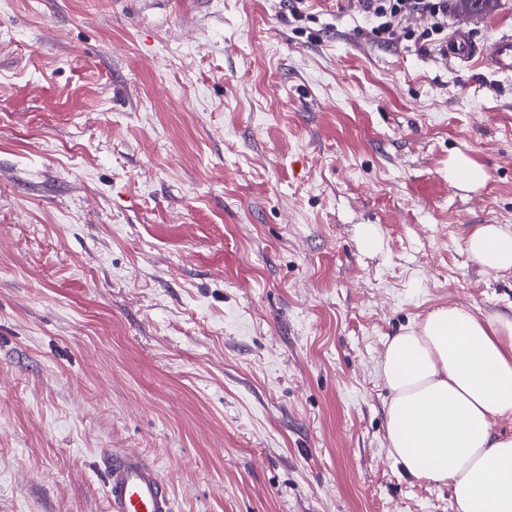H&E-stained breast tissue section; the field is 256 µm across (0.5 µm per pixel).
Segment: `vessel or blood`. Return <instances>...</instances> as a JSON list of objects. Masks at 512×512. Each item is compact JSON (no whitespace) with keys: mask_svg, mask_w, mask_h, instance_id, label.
Listing matches in <instances>:
<instances>
[{"mask_svg":"<svg viewBox=\"0 0 512 512\" xmlns=\"http://www.w3.org/2000/svg\"><path fill=\"white\" fill-rule=\"evenodd\" d=\"M448 56L464 63L477 58L496 73L512 74V34L479 45L471 41L467 31H454L448 37ZM107 469V512H175L173 496L160 468L139 453H114Z\"/></svg>","mask_w":512,"mask_h":512,"instance_id":"obj_1","label":"vessel or blood"}]
</instances>
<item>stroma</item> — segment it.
<instances>
[{
  "label": "stroma",
  "instance_id": "obj_1",
  "mask_svg": "<svg viewBox=\"0 0 512 512\" xmlns=\"http://www.w3.org/2000/svg\"><path fill=\"white\" fill-rule=\"evenodd\" d=\"M301 9L0 0V512H107L121 449L176 512H458L391 453L378 365L435 308L512 317L465 248L512 227V75ZM448 179L465 190H476L484 185L487 174L481 165L458 153L448 160Z\"/></svg>",
  "mask_w": 512,
  "mask_h": 512
}]
</instances>
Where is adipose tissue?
<instances>
[{
    "instance_id": "1",
    "label": "adipose tissue",
    "mask_w": 512,
    "mask_h": 512,
    "mask_svg": "<svg viewBox=\"0 0 512 512\" xmlns=\"http://www.w3.org/2000/svg\"><path fill=\"white\" fill-rule=\"evenodd\" d=\"M468 254L490 272L512 271V228L481 224ZM379 372L391 398L389 447L419 480L447 484L458 512H512V318L484 320L440 307L390 337Z\"/></svg>"
}]
</instances>
